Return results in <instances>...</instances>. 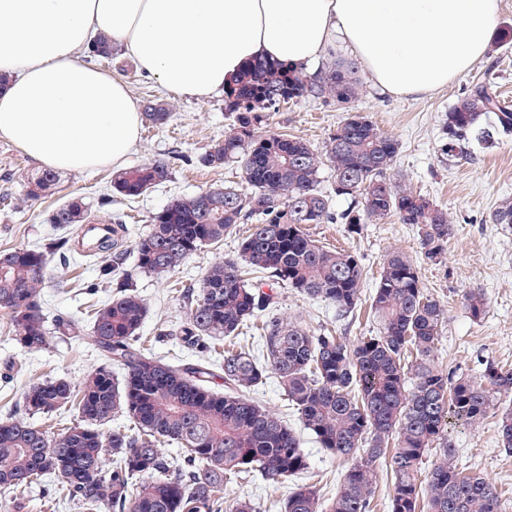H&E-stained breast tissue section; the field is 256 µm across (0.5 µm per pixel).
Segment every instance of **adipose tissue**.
<instances>
[{
	"label": "adipose tissue",
	"mask_w": 512,
	"mask_h": 512,
	"mask_svg": "<svg viewBox=\"0 0 512 512\" xmlns=\"http://www.w3.org/2000/svg\"><path fill=\"white\" fill-rule=\"evenodd\" d=\"M498 12L499 0H0V137L57 172L124 166L142 115L121 76L85 62L98 33L176 96L219 94L252 59L298 67L341 44L409 97L485 56Z\"/></svg>",
	"instance_id": "ef3b65f1"
}]
</instances>
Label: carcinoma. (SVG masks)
Here are the masks:
<instances>
[{"mask_svg": "<svg viewBox=\"0 0 512 512\" xmlns=\"http://www.w3.org/2000/svg\"><path fill=\"white\" fill-rule=\"evenodd\" d=\"M356 71L354 61L339 60L311 76L259 59L224 86L228 110L235 113L233 128L201 156V164L239 163L246 188L175 198L135 241L140 269L172 275L198 250L247 225L238 257L211 265L199 292H186L190 316L175 332L181 346L208 352L214 360L174 365L144 347L140 329L147 306L133 284L118 278L126 225L113 220L112 235L90 252L99 259L94 287L115 288L91 314L104 363L78 385L63 378L31 385L23 397L25 415L0 420V491L24 497L55 476L59 486L51 491H60L81 512H256L249 499H224V481L257 473L281 483L308 469L294 430L245 396L273 374L303 429L330 454L350 462L332 498L323 500L315 486L298 484L285 512H372L376 463L386 458L391 512H499L492 485L463 474L454 463L448 436L457 427L482 424L494 395L512 392V368L485 363V388L431 363L444 310L424 294L413 261L400 252L384 260L370 304L377 331L351 347L330 330L315 334L268 316L277 304V287L324 298L336 306L338 317L358 305L364 280L359 258L319 245L307 233L309 224H344L356 233L395 215L417 227L427 260L445 251L448 214L392 182L388 171L398 144L370 120H344L323 154L299 138L256 134L266 113L283 100L349 103L356 95ZM490 114L495 127L512 132V110L491 86L477 83L448 109L442 154L462 157L471 139L490 136L478 125ZM145 118L164 126L173 112L156 102ZM326 162L333 172L331 194L322 187ZM170 174V162L155 159L117 174L111 188L134 199ZM57 179L55 171H43L27 182L24 200L39 198ZM334 195L350 200L347 209L332 210ZM490 220L512 224V201H501ZM47 221L78 230L94 218L83 199L74 198L50 211ZM66 244L57 239L0 252V310L11 318L14 340L29 350L82 331L81 321L70 315L48 322L41 302L50 262ZM251 272L260 279L247 282ZM485 308L480 292L466 297L472 319H481ZM261 317L255 355L236 339L247 322ZM114 365L124 370L122 378L112 374ZM68 411L77 412L78 421L56 436L28 422ZM121 418L130 425L102 431ZM499 437L512 453V411L503 413ZM436 443L439 455L423 482V458ZM161 444L176 446V456L162 455Z\"/></svg>", "mask_w": 512, "mask_h": 512, "instance_id": "obj_1", "label": "carcinoma"}]
</instances>
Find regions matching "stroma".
<instances>
[{
  "instance_id": "stroma-1",
  "label": "stroma",
  "mask_w": 512,
  "mask_h": 512,
  "mask_svg": "<svg viewBox=\"0 0 512 512\" xmlns=\"http://www.w3.org/2000/svg\"><path fill=\"white\" fill-rule=\"evenodd\" d=\"M497 29V38L480 61L432 93L397 98L384 93L363 73L359 76L360 94L351 103L327 105L308 97L267 114L260 134L298 137L319 150L350 114L367 117L399 144L391 179L446 210L452 225L448 245L435 262L424 258L416 227L400 223L394 216L381 224L363 225L356 234L348 233L341 224L309 225L310 235L320 245L341 247L359 257L366 273L362 298L353 314L340 319L329 301L284 288L275 309L277 316L315 333L332 330L350 345L361 337L374 335L369 297L386 255L399 251L417 264L424 293L439 301L445 312L432 352L435 365L477 382L482 379L485 362L512 368V225L494 224L489 219L501 200L512 198V133H497L487 143L471 142L464 159L440 154L449 107L476 83L493 81L501 101L512 107V0H501ZM90 62L121 75L138 105L151 100L171 105L173 120L163 127L143 124L140 141L126 162L131 168L153 159L169 160L171 178L129 200L112 194V169L63 174L44 197L25 203L21 200L24 183L36 177L40 168L13 142L0 139V251L32 248L58 237V225L47 223L46 216L75 197L82 198L95 217L121 218L128 228L123 271L148 308L141 335L148 337L158 356L175 363L197 360V353L179 348L170 336L190 313L180 293L188 287H199L212 264L236 257L239 237L234 235L202 248L171 277L138 268L133 247L153 216L173 198L243 185L239 165L209 168L198 162L213 144L223 141L234 115L226 110L223 95L194 99L167 92L154 79L140 73L122 53H114L109 59L94 56ZM52 273L57 283L43 291L49 315L69 314L83 319L90 305L110 296L106 288L93 295L85 294V286L98 276V267L83 257L54 260ZM477 288L485 295L487 309L484 318L476 321L466 310L465 295ZM13 336L9 315L0 310V419L22 415L23 395L30 385L48 377H64L77 383L100 363L88 325L81 336L57 341L39 351L21 348ZM511 404L512 393L498 395L477 430L459 429L450 436L465 473L481 475L495 487L500 512H512V454L501 450L497 433L501 413ZM301 441L309 462L307 472L276 485L258 476L232 478L224 486L227 499L246 498L258 502L261 512H282L283 502L299 483L314 485L321 498H331L347 462L320 448L309 434L302 433Z\"/></svg>"
}]
</instances>
